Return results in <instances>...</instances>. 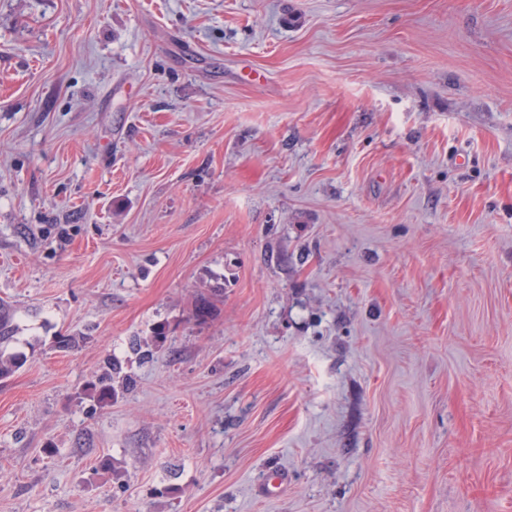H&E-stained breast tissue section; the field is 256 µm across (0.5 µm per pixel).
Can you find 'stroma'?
Here are the masks:
<instances>
[{
    "mask_svg": "<svg viewBox=\"0 0 512 512\" xmlns=\"http://www.w3.org/2000/svg\"><path fill=\"white\" fill-rule=\"evenodd\" d=\"M0 299V512H512V0H0Z\"/></svg>",
    "mask_w": 512,
    "mask_h": 512,
    "instance_id": "obj_1",
    "label": "stroma"
}]
</instances>
